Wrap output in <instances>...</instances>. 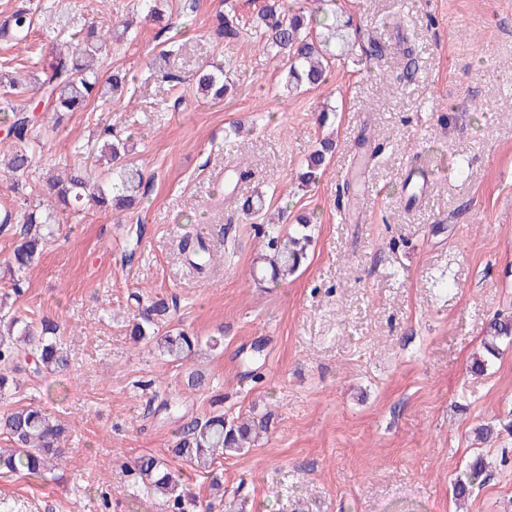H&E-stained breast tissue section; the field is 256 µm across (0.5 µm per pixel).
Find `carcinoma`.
I'll list each match as a JSON object with an SVG mask.
<instances>
[{"instance_id": "carcinoma-1", "label": "carcinoma", "mask_w": 512, "mask_h": 512, "mask_svg": "<svg viewBox=\"0 0 512 512\" xmlns=\"http://www.w3.org/2000/svg\"><path fill=\"white\" fill-rule=\"evenodd\" d=\"M216 34L229 41L240 35V23L236 11L216 14ZM265 38L264 48L285 62L288 90L301 86L319 87L327 82L330 65L336 59L331 44L340 50L349 46L348 36L340 25L329 22V13L323 18H306L303 11L290 0H270L257 14ZM36 24L33 13L17 9L0 21V42L19 46L24 44ZM321 27L330 31L322 37L313 33ZM110 36L91 27L86 33L57 44L49 60L43 64L36 81L42 93L44 108L51 112L62 109L77 111L96 96L121 98L128 86V77L121 70L106 75L94 66L99 56L111 47ZM196 93L219 100L228 86L224 84V69L204 70L193 76ZM0 86L5 88L0 112L10 114L9 143L0 147V156L7 158V172L12 179V191L20 195L25 184L22 178L35 157L34 145L39 135L34 133L33 116L27 107L6 99L9 94L21 95L27 91L26 82L11 75L0 76ZM102 144L97 148L96 162L106 161L107 169L75 166L46 181L42 191L54 197L71 212L80 211L84 202H91L101 209L123 212L134 208L144 195V173L135 166L128 151L127 140L117 138L112 125L103 127ZM333 143L325 141L305 159L299 179L301 185L318 182L326 166L327 155ZM43 202L31 204L19 210L6 209L0 213V224H20L21 239L13 251L11 268L20 274L31 266L48 243L44 225L49 223L41 210ZM242 213L258 220L263 216L265 200L262 196H248L239 200ZM299 228L292 231L280 224L256 225L263 249L257 257L256 278L287 279L301 266L311 242L307 233L310 225L317 222L315 215L298 217ZM205 245L197 243L181 245V255L196 272L205 270ZM9 294L0 297V398L7 395L6 385L13 381L11 373L17 371L22 355L36 354L35 373H51L68 365V355L57 338V325L42 320L36 327L11 314ZM169 306L155 300L138 311L131 324L130 335L136 341L152 340L172 362H179L192 353L198 338L180 329L170 330L164 336H155V317L165 315ZM491 341L485 343L486 352L495 358L500 354L497 342L512 338V317L497 318L490 324ZM267 430L263 420L227 419L216 413L203 419L195 418L183 424L169 454H146L137 457L128 466L134 482L167 498L169 512H190L193 503L185 494L182 484L171 470V463L179 462L191 468L208 469L218 455H239L250 449L251 442ZM0 434L9 438L12 450H0V471L19 470L34 479L51 473L52 460H61L65 430L56 421L35 407L15 409L0 416ZM485 470L483 459H476L465 469L464 476L456 477L453 491L457 498L470 496L480 483Z\"/></svg>"}]
</instances>
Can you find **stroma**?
Wrapping results in <instances>:
<instances>
[{"label": "stroma", "instance_id": "obj_1", "mask_svg": "<svg viewBox=\"0 0 512 512\" xmlns=\"http://www.w3.org/2000/svg\"><path fill=\"white\" fill-rule=\"evenodd\" d=\"M228 0H160L163 20L137 0H0V17L26 5L62 16V39L88 26L107 31L131 20L100 67L132 81L130 103L96 98L63 116L24 179L38 193L47 169L73 164L74 144L96 143L101 118L129 136L147 179L145 207L115 222L85 205L54 225L27 269L13 310L60 327L68 365L33 374L22 360L16 389L0 412L34 406L65 420V458L37 481L0 471L9 512H167L133 483L125 465L166 454L183 422L223 409L265 418L268 432L246 454L214 464L211 475L178 466L194 512H512V345L480 376L470 375L494 315L512 316V0H340L362 37L382 44L380 66L396 69L403 37L417 48L412 81L381 88L358 61L337 60L326 85L287 92L282 64L262 50L255 26L262 0H229L238 39L213 34ZM410 18L407 34L386 24ZM180 34L172 69L192 76L224 63V99L174 88L151 74L166 24ZM53 44L38 25L26 46L5 49L19 73L35 75ZM336 108V147L315 186L297 173L326 133L322 104ZM382 147L357 196L344 182L358 144ZM234 151L254 171L234 187L224 158ZM262 193L284 208L283 223L316 213L314 242L288 282H255L261 244L240 198ZM205 231L215 254L208 274L188 268L179 241ZM176 300L160 331L180 327L221 338L184 363L127 326L132 292ZM266 359L252 371L254 345ZM200 371L201 387L187 375ZM180 402L178 412L163 410ZM495 442L475 438L478 426ZM486 478L463 506L451 482L476 455ZM214 472V473H215Z\"/></svg>", "mask_w": 512, "mask_h": 512}]
</instances>
